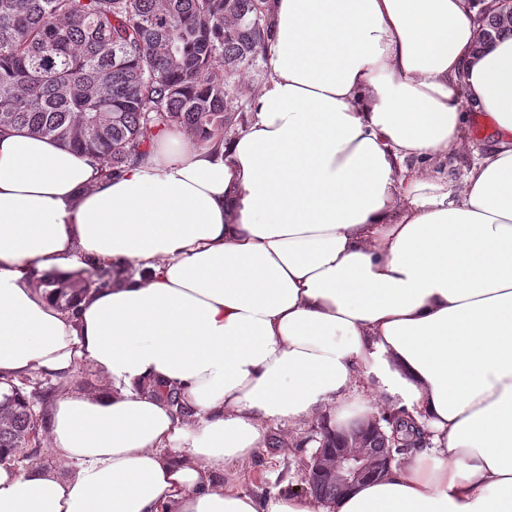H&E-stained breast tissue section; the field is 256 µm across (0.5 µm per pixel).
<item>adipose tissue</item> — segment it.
Segmentation results:
<instances>
[{"label": "adipose tissue", "mask_w": 512, "mask_h": 512, "mask_svg": "<svg viewBox=\"0 0 512 512\" xmlns=\"http://www.w3.org/2000/svg\"><path fill=\"white\" fill-rule=\"evenodd\" d=\"M491 4L268 0L246 125L116 178L0 132V382L66 385L56 466L0 463V512H512V36L479 48ZM474 111L497 146L452 187L434 166ZM93 261L133 271L60 308ZM82 367L101 385L69 388ZM381 401L424 443L378 481L331 505L237 486L271 428L344 431Z\"/></svg>", "instance_id": "adipose-tissue-1"}]
</instances>
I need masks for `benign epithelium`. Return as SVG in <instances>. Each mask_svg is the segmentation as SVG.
Instances as JSON below:
<instances>
[{
	"instance_id": "benign-epithelium-1",
	"label": "benign epithelium",
	"mask_w": 512,
	"mask_h": 512,
	"mask_svg": "<svg viewBox=\"0 0 512 512\" xmlns=\"http://www.w3.org/2000/svg\"><path fill=\"white\" fill-rule=\"evenodd\" d=\"M382 434L377 416L368 426L351 427L342 434L322 429L319 446L305 464L307 482L315 485L334 481L340 493L345 494L382 477L395 459L391 447L382 455L375 453L372 441Z\"/></svg>"
}]
</instances>
